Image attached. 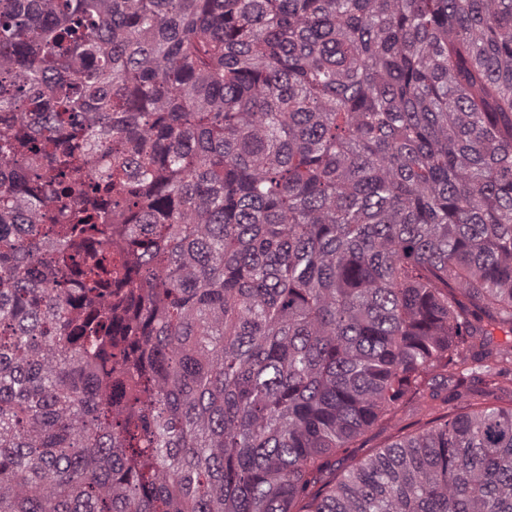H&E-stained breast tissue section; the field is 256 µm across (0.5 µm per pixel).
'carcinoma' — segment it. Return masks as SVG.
Here are the masks:
<instances>
[{
	"label": "carcinoma",
	"instance_id": "cac0c4a2",
	"mask_svg": "<svg viewBox=\"0 0 512 512\" xmlns=\"http://www.w3.org/2000/svg\"><path fill=\"white\" fill-rule=\"evenodd\" d=\"M0 512H512V0H0ZM396 435H398L397 431L390 428H373L358 442V448H354L356 457L362 458L375 453L391 440L396 439Z\"/></svg>",
	"mask_w": 512,
	"mask_h": 512
}]
</instances>
